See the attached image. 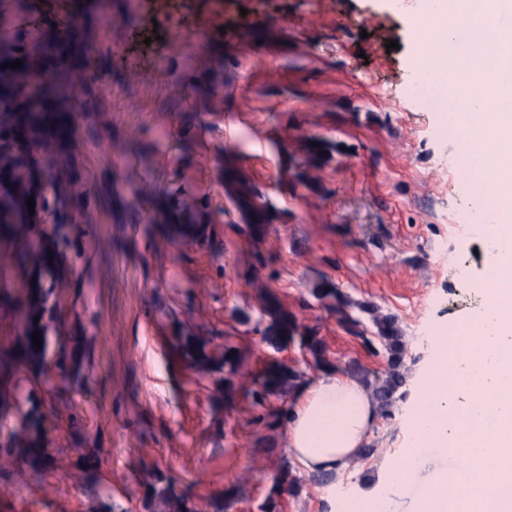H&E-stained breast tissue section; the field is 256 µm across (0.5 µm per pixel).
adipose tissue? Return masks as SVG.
Segmentation results:
<instances>
[{"label":"adipose tissue","mask_w":512,"mask_h":512,"mask_svg":"<svg viewBox=\"0 0 512 512\" xmlns=\"http://www.w3.org/2000/svg\"><path fill=\"white\" fill-rule=\"evenodd\" d=\"M380 418L369 386L361 378L327 369L295 388L288 410V458L308 475L329 479L345 473Z\"/></svg>","instance_id":"obj_1"}]
</instances>
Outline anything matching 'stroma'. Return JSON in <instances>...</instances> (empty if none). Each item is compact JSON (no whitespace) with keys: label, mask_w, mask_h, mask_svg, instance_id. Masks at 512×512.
Segmentation results:
<instances>
[{"label":"stroma","mask_w":512,"mask_h":512,"mask_svg":"<svg viewBox=\"0 0 512 512\" xmlns=\"http://www.w3.org/2000/svg\"><path fill=\"white\" fill-rule=\"evenodd\" d=\"M72 16L87 51L72 139L54 150L51 267L35 225L0 231V359L25 342L36 275L50 326L41 360L0 391V512H161L154 486L195 512H262L288 462L267 416L289 398L255 403L257 376L274 360L318 369L299 342H265L259 290L318 328L332 367L372 382L387 368L367 342L374 317L396 318L415 368L429 330L466 319L486 275L476 236L445 220L473 198L437 107L406 91L407 15L383 0H0V42L31 52L33 32L50 38ZM229 175L264 205L261 232L225 192ZM181 202L196 227L170 222ZM319 288L344 294L358 334ZM190 336L212 364L184 356ZM228 345L244 358L230 401ZM370 443L342 476L355 494L385 491L408 446L400 416ZM279 503L340 505L301 472Z\"/></svg>","instance_id":"stroma-1"}]
</instances>
